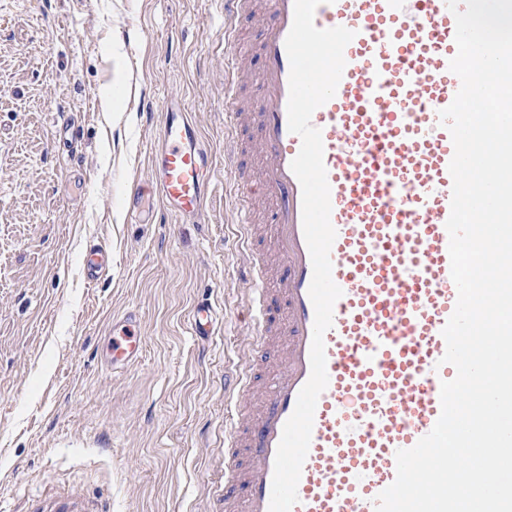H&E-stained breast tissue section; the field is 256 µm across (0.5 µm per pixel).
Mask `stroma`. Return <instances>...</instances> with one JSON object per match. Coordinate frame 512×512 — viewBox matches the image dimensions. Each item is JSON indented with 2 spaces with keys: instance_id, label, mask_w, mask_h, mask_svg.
<instances>
[{
  "instance_id": "1",
  "label": "stroma",
  "mask_w": 512,
  "mask_h": 512,
  "mask_svg": "<svg viewBox=\"0 0 512 512\" xmlns=\"http://www.w3.org/2000/svg\"><path fill=\"white\" fill-rule=\"evenodd\" d=\"M172 93L218 165L202 224L123 206ZM223 161L222 0H0V512L70 487L112 512H220L224 364L249 335ZM92 246L112 271L91 286ZM204 298L223 321L202 342ZM132 307L141 358L114 373L107 325ZM81 265L87 283L95 284L104 273L112 269V252L91 249L84 253ZM219 317L214 306L207 300L198 302L192 313L190 329L193 336L201 341H207L215 334Z\"/></svg>"
}]
</instances>
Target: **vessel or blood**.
Segmentation results:
<instances>
[{"label": "vessel or blood", "mask_w": 512, "mask_h": 512, "mask_svg": "<svg viewBox=\"0 0 512 512\" xmlns=\"http://www.w3.org/2000/svg\"><path fill=\"white\" fill-rule=\"evenodd\" d=\"M294 0H224L232 18L267 15L260 43L257 103L243 107L242 45L224 27V136L233 145L225 166L245 190L239 205L246 241H256L255 205L272 201L276 269L252 258L244 269L250 347L272 352L280 366L261 389L264 360L224 376V512H269L274 459L285 422L307 382L314 308L312 263L302 228V190L291 170L301 139L288 128L290 64L285 41ZM317 28L354 31L335 96L315 110L330 185L332 278L342 289L324 335L328 386L320 395L311 444L292 512H375V500L396 477V453L413 447L441 412L440 386L456 369L443 362L442 330L458 291L451 278L446 222L454 146L439 113L461 81L449 69L457 53L456 22L446 0H321ZM163 116L149 150L150 177L124 198L138 216L144 196L157 195L181 220L201 223L211 196L213 162L186 101L162 99ZM262 152L252 178L245 162ZM112 268V253H84L95 284ZM219 317L198 302L190 329L215 334ZM140 319L126 312L112 325L102 363L120 372L138 362ZM29 512H104L98 501L64 489Z\"/></svg>", "instance_id": "b4317fda"}]
</instances>
